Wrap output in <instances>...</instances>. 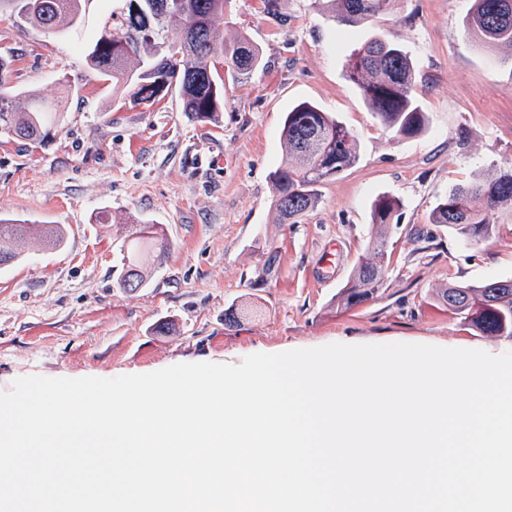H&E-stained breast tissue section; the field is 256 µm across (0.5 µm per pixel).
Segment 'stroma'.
<instances>
[{"mask_svg":"<svg viewBox=\"0 0 512 512\" xmlns=\"http://www.w3.org/2000/svg\"><path fill=\"white\" fill-rule=\"evenodd\" d=\"M287 24L264 0H228L215 27L259 45L264 67L251 81L224 80L218 125L189 120L177 94L148 108L113 103L85 55L109 10L92 0L69 35L18 26L0 9V48L14 54L11 85L52 99L68 72L83 88L63 127L36 147L0 136V214L21 224H63V247L18 245L0 266V391L20 377L115 378L199 360L241 362L259 347L341 341L429 343L512 351L480 336L440 303L451 284L512 278V218L464 245L430 223L448 190L492 176L512 159V62L468 37L471 0H399L393 15L355 28L326 21L315 0H279ZM374 35L396 41L416 71L427 132L395 137L347 81L352 48ZM309 101L335 113L358 138L357 163L319 189L302 223L280 224L271 171L285 151L282 120ZM381 194L404 203L393 228L378 296L345 309L337 295L371 237ZM158 224L171 243L148 283L120 285V244L131 224ZM274 260L275 277L264 274ZM262 314L235 328L224 314L242 301ZM174 332L155 335L154 324Z\"/></svg>","mask_w":512,"mask_h":512,"instance_id":"1","label":"stroma"}]
</instances>
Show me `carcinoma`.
Instances as JSON below:
<instances>
[{"label": "carcinoma", "instance_id": "1", "mask_svg": "<svg viewBox=\"0 0 512 512\" xmlns=\"http://www.w3.org/2000/svg\"><path fill=\"white\" fill-rule=\"evenodd\" d=\"M13 8L19 22L43 32L64 35L81 25L90 0H41L27 9L28 0H0ZM226 0H171L163 14H152L153 0H127L126 10L111 11L86 55L88 66L116 95L127 94L152 106L168 93L179 92L182 111L192 121L216 124L224 110V82L218 66L225 65L239 80H248L264 67L260 48L244 34L227 40L215 27ZM339 26L363 25L395 12L397 0H315ZM465 27L479 44L512 51V0H473ZM179 42L182 57L159 54V44ZM12 57L0 55V133L43 146L65 120L66 101L45 100L32 90L8 85ZM348 80L368 109L387 130L411 137L425 132L423 111L413 64L392 40L373 36L348 54ZM285 158L271 173L274 209L280 224H299L318 206V187L358 161L354 132L311 102L288 109L281 129ZM400 199L378 196L371 205L375 235L358 261L338 304L352 308L365 303L383 287L388 235L399 220ZM512 215V162L495 176L451 188L430 211V223L450 229L462 242L478 246L497 223L499 213ZM68 230L60 224H19L0 217V264L17 260L18 241L43 248L60 247ZM169 242L157 225L139 221L123 241L122 287L134 291L152 276L148 256L162 254ZM448 311L480 336L512 341V279L457 284L438 294Z\"/></svg>", "mask_w": 512, "mask_h": 512}]
</instances>
